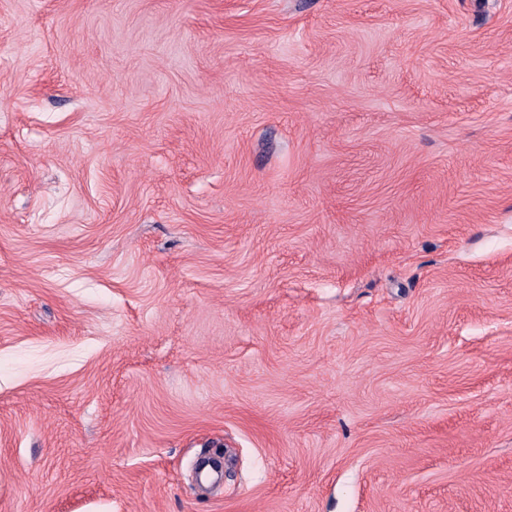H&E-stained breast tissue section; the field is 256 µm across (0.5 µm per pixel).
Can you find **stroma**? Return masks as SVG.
<instances>
[{
  "mask_svg": "<svg viewBox=\"0 0 512 512\" xmlns=\"http://www.w3.org/2000/svg\"><path fill=\"white\" fill-rule=\"evenodd\" d=\"M0 512H512V0H0Z\"/></svg>",
  "mask_w": 512,
  "mask_h": 512,
  "instance_id": "1",
  "label": "stroma"
}]
</instances>
